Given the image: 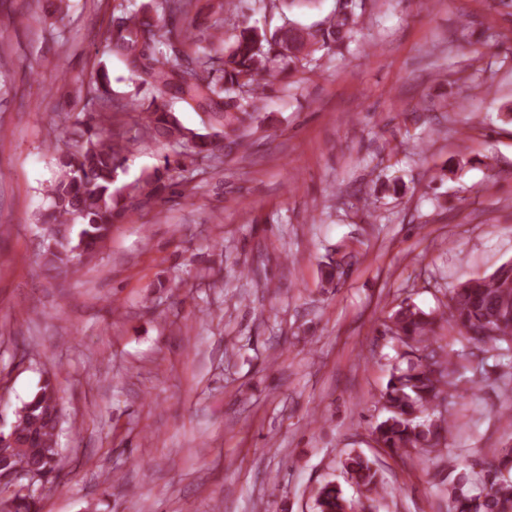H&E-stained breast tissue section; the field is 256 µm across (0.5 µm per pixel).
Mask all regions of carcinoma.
Returning a JSON list of instances; mask_svg holds the SVG:
<instances>
[{
    "label": "carcinoma",
    "mask_w": 512,
    "mask_h": 512,
    "mask_svg": "<svg viewBox=\"0 0 512 512\" xmlns=\"http://www.w3.org/2000/svg\"><path fill=\"white\" fill-rule=\"evenodd\" d=\"M187 0H150L135 13L113 17L108 36L110 51L123 61L135 78L152 87L155 95L142 112L145 126L155 135L189 145L190 155H208L221 139L237 141L252 121L257 101L266 96L280 72L305 69L319 51L346 46L356 34L358 0L336 8L318 26L290 24L270 33L258 26H243L224 36V0L210 5L217 15L209 33L211 43L224 45L220 58L197 55L185 59L163 50L193 40L190 26L180 23ZM204 114L201 133L183 126L170 101ZM96 122L82 123L70 143L57 140L51 151L58 168L51 187V205L40 213L39 223L49 232L77 230V246L92 260L112 234V224L128 211L147 205L166 188L170 161L135 182L138 195L117 186L127 161L123 134L112 130V96L97 97ZM46 265L59 273L75 275L82 261L74 256L46 251ZM446 323L467 337L469 355H491L500 360L512 354V262L491 275L470 279L452 289L437 311L426 312L409 303L397 306L383 323L385 333L404 348L407 367L390 373L378 403L386 417L372 428L376 443L392 452L420 449L441 453L447 445L451 421L448 406L466 378L461 366L433 347L435 328ZM61 425L58 390L47 376L36 393L23 404L10 433L0 438V475L22 471L35 477L27 495L0 503V512H38V492L60 477L62 449L57 437ZM344 472L368 501L383 496L386 487L375 462L349 453L341 461ZM470 463H450L455 472L449 482L448 512H512V448H504L483 462V491L470 494ZM316 512H366L360 501H350L342 488L327 483L315 498Z\"/></svg>",
    "instance_id": "obj_1"
}]
</instances>
